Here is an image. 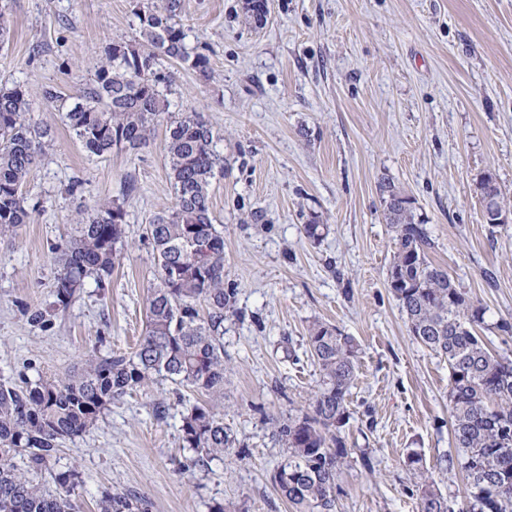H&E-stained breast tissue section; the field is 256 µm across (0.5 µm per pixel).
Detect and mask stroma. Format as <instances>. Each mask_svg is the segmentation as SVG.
Wrapping results in <instances>:
<instances>
[{"instance_id": "obj_1", "label": "stroma", "mask_w": 512, "mask_h": 512, "mask_svg": "<svg viewBox=\"0 0 512 512\" xmlns=\"http://www.w3.org/2000/svg\"><path fill=\"white\" fill-rule=\"evenodd\" d=\"M161 5L10 0L0 80L34 94L32 118L51 125L54 146L25 187L30 223L0 239V379L73 372L92 347L129 352L145 334L155 281L146 227L174 202L165 129L140 150L93 159L39 92L77 97L108 43L137 39L134 9ZM240 6L181 0L179 20L189 43L206 47L211 76L167 63L166 97L171 111L201 112L221 134L224 171L210 206L224 234V280L237 290L224 319V424L245 456L191 465L181 417L199 395L157 379L65 441L55 467L79 472V512L114 489L146 496L152 512H210L218 501L294 512L274 483L287 450L270 421L306 409L319 387L307 345L319 320L359 345L336 512H418L426 476L457 512L466 485L448 464V363L413 338L388 286L396 240L380 185L414 199L430 260L480 302L479 334L512 359V336L498 328L512 322V223L486 224L477 190L492 175L512 210V0H268L259 28ZM76 180L80 191L69 193ZM119 195L129 246L107 296L87 284L51 330L29 325L21 305L50 299L51 244L71 232L79 204ZM312 210L330 226L316 242L301 232ZM414 450L417 474L406 464Z\"/></svg>"}]
</instances>
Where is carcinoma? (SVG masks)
<instances>
[{
  "mask_svg": "<svg viewBox=\"0 0 512 512\" xmlns=\"http://www.w3.org/2000/svg\"><path fill=\"white\" fill-rule=\"evenodd\" d=\"M180 10V0H163L159 11H136L140 39L106 46L77 102L64 113L83 150L97 158L114 150H139L157 125H166L175 204L147 228L158 283L148 297L145 336L128 353L104 354L92 347L73 374L0 380V512H77L72 494L79 472H56L53 490L40 481L41 474L51 470L64 440L94 427L112 402L147 388L157 376L203 396L182 418V448L193 453V465L222 459L235 447L220 407L224 317L234 312L236 289L224 283V236L210 210L212 179L216 169L224 168V158L201 113L168 111L162 92L172 82L164 59L204 78L210 74L206 48L189 46L176 21ZM243 10L261 25L267 0H246ZM31 111L32 95L24 86L0 85V238L29 223L33 207L24 187L52 141L50 129L27 118ZM477 189L487 208L501 204L492 175L482 176ZM380 191L396 239L389 288L415 340L448 362L457 465L467 481L466 504L458 512H512V360L494 353L477 333L483 306L429 260L432 241L413 200L391 182ZM125 217L118 198L78 205L73 233L51 247L58 266L52 301L21 307L32 327L50 330L59 313L82 298L90 280L106 297L125 245ZM327 232L321 216L309 212L303 235L319 241ZM307 344L321 388L305 411L271 420L273 435L288 451L274 482L295 512H335L338 480L349 456L341 428L348 418L358 345L319 321L308 327ZM97 512H151V503L130 491H106L97 500ZM419 512L452 510L426 481Z\"/></svg>",
  "mask_w": 512,
  "mask_h": 512,
  "instance_id": "obj_1",
  "label": "carcinoma"
}]
</instances>
